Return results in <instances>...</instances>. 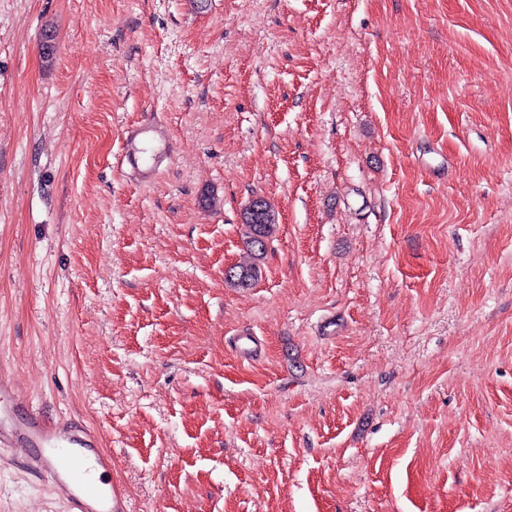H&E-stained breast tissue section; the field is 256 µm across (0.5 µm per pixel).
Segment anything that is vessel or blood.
<instances>
[{"label":"vessel or blood","mask_w":512,"mask_h":512,"mask_svg":"<svg viewBox=\"0 0 512 512\" xmlns=\"http://www.w3.org/2000/svg\"><path fill=\"white\" fill-rule=\"evenodd\" d=\"M165 147L156 125L143 123L126 145L125 159L142 174L155 168ZM0 447L25 449V468L65 491L68 512H129V505L105 479L112 460L82 424L55 423L25 408L12 383L0 379Z\"/></svg>","instance_id":"vessel-or-blood-1"}]
</instances>
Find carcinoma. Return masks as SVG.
Wrapping results in <instances>:
<instances>
[{"instance_id": "obj_1", "label": "carcinoma", "mask_w": 512, "mask_h": 512, "mask_svg": "<svg viewBox=\"0 0 512 512\" xmlns=\"http://www.w3.org/2000/svg\"><path fill=\"white\" fill-rule=\"evenodd\" d=\"M243 224L244 245L250 253L251 261L232 267L233 274L224 277L225 282L238 288H247L258 279L259 262L264 258L269 238L276 225L272 205L262 197L256 198L253 208L244 209Z\"/></svg>"}]
</instances>
